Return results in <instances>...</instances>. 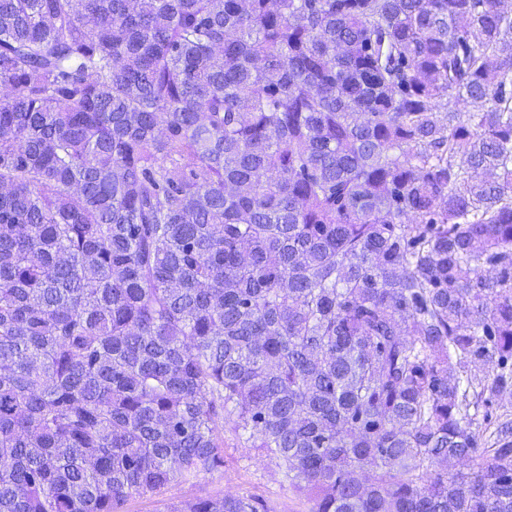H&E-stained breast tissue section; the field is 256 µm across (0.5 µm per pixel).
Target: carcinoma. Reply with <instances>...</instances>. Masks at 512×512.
<instances>
[{"instance_id":"cac0c4a2","label":"carcinoma","mask_w":512,"mask_h":512,"mask_svg":"<svg viewBox=\"0 0 512 512\" xmlns=\"http://www.w3.org/2000/svg\"><path fill=\"white\" fill-rule=\"evenodd\" d=\"M506 393L504 0H0V512L217 471L226 414L312 512H512Z\"/></svg>"}]
</instances>
